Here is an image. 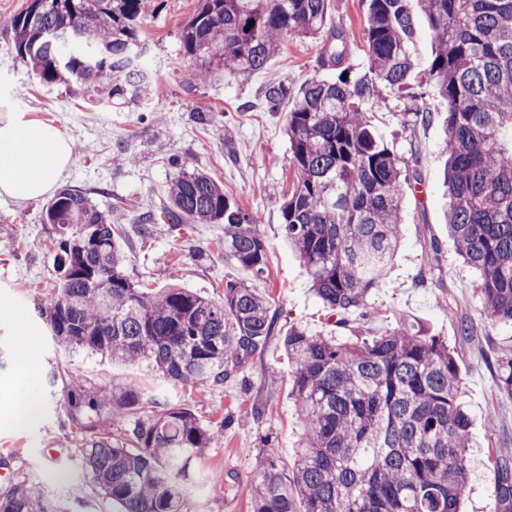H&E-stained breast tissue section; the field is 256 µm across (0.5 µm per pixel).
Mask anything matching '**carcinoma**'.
<instances>
[{
	"instance_id": "obj_1",
	"label": "carcinoma",
	"mask_w": 512,
	"mask_h": 512,
	"mask_svg": "<svg viewBox=\"0 0 512 512\" xmlns=\"http://www.w3.org/2000/svg\"><path fill=\"white\" fill-rule=\"evenodd\" d=\"M143 0H30L12 21V49L40 83L76 87L99 105L151 96L136 63ZM425 16L433 51L425 84L447 105L441 150L446 220L462 263L477 274L492 329L512 327V0H368L366 72L352 74L345 32H331L313 77L292 93L268 85L274 109L293 97L286 134L292 188L281 215L285 239L309 271L312 291L336 326L377 310L367 298L385 282L403 241L402 204L418 181L374 131L366 105L382 89L414 101L413 123L432 112L411 84L412 9ZM328 0H200L181 30L183 55L207 78L264 68L287 39L315 38ZM251 29H246V26ZM169 202L140 217L154 224L224 225V256L255 276L267 269L260 217L224 195L208 174L177 160ZM55 228L57 287L43 314L57 345L149 363L172 384L222 386L272 332L276 312L255 289L227 281L215 301L175 284L157 294L123 270L112 212L87 192L61 188L44 210ZM291 399L302 433L294 470L272 454L251 479V512H460L469 486L471 419L448 343L410 324L375 336H322L294 326L283 340ZM497 389L512 395V336L497 359ZM72 419L109 431L86 441V476L123 512H191L182 478L220 437L189 409L145 400L135 385L111 391L64 383ZM117 427L115 436L110 429ZM497 496L512 504V459L495 452ZM17 481L0 488V512H64Z\"/></svg>"
}]
</instances>
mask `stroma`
Segmentation results:
<instances>
[{
  "label": "stroma",
  "mask_w": 512,
  "mask_h": 512,
  "mask_svg": "<svg viewBox=\"0 0 512 512\" xmlns=\"http://www.w3.org/2000/svg\"><path fill=\"white\" fill-rule=\"evenodd\" d=\"M28 0H0V116L24 113L64 130L74 143L72 164L60 186H77L100 209L111 210L120 227L127 258L125 270L137 282L157 290L177 283L216 300L226 281L235 280L267 297L277 311L272 336L241 365L224 386L173 385L145 364L112 363L87 358L59 347L41 315L53 294L56 275L49 250L55 231L43 223L45 200L17 203L0 196V441L15 449L0 453V470L16 479L45 486L65 500L70 512H121L81 470L79 449L92 434L73 423L62 403V382L76 376L106 389L135 385L146 397H163L189 407L203 423L223 429L216 448L192 467L185 491L193 512H250L247 484L259 454H274L284 470L294 466V446L301 432L290 390L291 367L283 339L292 326L311 333L335 329L328 310L310 290V277L284 239L281 205L291 188V151L284 125L288 103L269 109L264 91L282 83L299 89L319 75L321 40L285 41L267 66L247 76L227 75L209 84L196 81L195 64L182 54L180 31L198 0H145L141 63L154 78L149 99L101 108L65 86L41 85L31 67L16 60L6 21ZM368 0H330L327 29L348 35L349 62L365 69L364 27ZM25 95H18V88ZM425 101L434 120L405 124L408 99L382 91L369 117L375 132L406 162L416 163L420 181L403 201L404 240L381 288L369 304L379 312L365 321L362 333L372 336L410 323L445 340L453 351L463 382V399L472 419L469 451L470 491L461 512H505L494 486L493 449L512 448V396L496 390L495 360L501 332L484 331V317L474 278L460 264L445 224L441 151L446 105L429 95ZM224 115L225 131L198 120L197 109ZM133 156V164L120 160ZM208 172L239 207L256 212L267 243V273L258 279L224 257L220 224L154 225L142 233L139 215L168 203L167 186L177 175L175 161ZM437 257H430L431 241ZM474 333H460L461 321ZM37 401L35 420L20 426L14 418L18 401ZM272 414L255 423V405ZM493 433H486V423ZM57 449L46 459L45 449Z\"/></svg>",
  "instance_id": "35a3bbf8"
}]
</instances>
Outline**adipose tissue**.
Instances as JSON below:
<instances>
[{
  "instance_id": "ef3b65f1",
  "label": "adipose tissue",
  "mask_w": 512,
  "mask_h": 512,
  "mask_svg": "<svg viewBox=\"0 0 512 512\" xmlns=\"http://www.w3.org/2000/svg\"><path fill=\"white\" fill-rule=\"evenodd\" d=\"M73 143L58 127L12 113L0 120V195L43 198L72 161Z\"/></svg>"
}]
</instances>
